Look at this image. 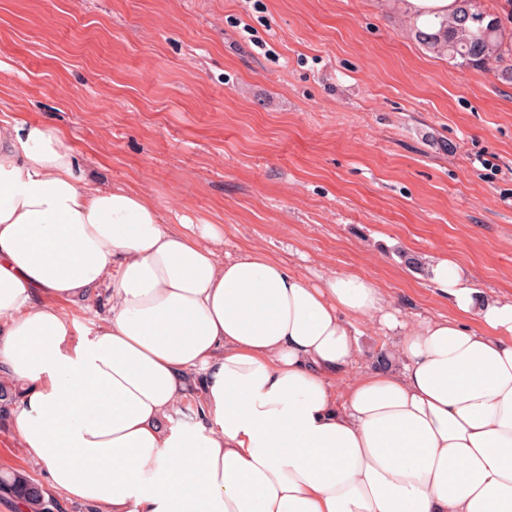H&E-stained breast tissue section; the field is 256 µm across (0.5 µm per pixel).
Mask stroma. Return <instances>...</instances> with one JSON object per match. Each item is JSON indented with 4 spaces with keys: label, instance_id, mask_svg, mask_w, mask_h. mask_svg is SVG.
<instances>
[{
    "label": "stroma",
    "instance_id": "1",
    "mask_svg": "<svg viewBox=\"0 0 512 512\" xmlns=\"http://www.w3.org/2000/svg\"><path fill=\"white\" fill-rule=\"evenodd\" d=\"M0 118L61 128L99 184L223 225L222 250L366 276L403 319L454 315L441 258L512 296V81L425 50L398 0H0ZM353 327L358 370L396 352ZM15 470L45 481L6 416Z\"/></svg>",
    "mask_w": 512,
    "mask_h": 512
}]
</instances>
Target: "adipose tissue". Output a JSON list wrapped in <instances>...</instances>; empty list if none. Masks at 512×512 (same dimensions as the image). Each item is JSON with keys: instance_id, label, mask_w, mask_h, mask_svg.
<instances>
[{"instance_id": "ef3b65f1", "label": "adipose tissue", "mask_w": 512, "mask_h": 512, "mask_svg": "<svg viewBox=\"0 0 512 512\" xmlns=\"http://www.w3.org/2000/svg\"><path fill=\"white\" fill-rule=\"evenodd\" d=\"M223 237L95 185L61 129L0 121V381L52 488L92 512H512V297L444 258L456 316L409 322L369 278L221 260ZM98 287L108 313L74 339ZM364 318L401 371L352 374ZM192 394L196 422L165 430Z\"/></svg>"}]
</instances>
